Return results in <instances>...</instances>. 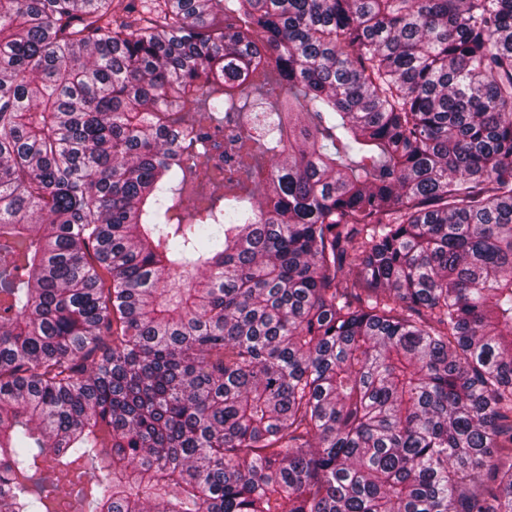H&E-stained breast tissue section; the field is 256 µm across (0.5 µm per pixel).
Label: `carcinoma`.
<instances>
[{"label":"carcinoma","instance_id":"cac0c4a2","mask_svg":"<svg viewBox=\"0 0 512 512\" xmlns=\"http://www.w3.org/2000/svg\"><path fill=\"white\" fill-rule=\"evenodd\" d=\"M0 512H512V0H0Z\"/></svg>","mask_w":512,"mask_h":512}]
</instances>
